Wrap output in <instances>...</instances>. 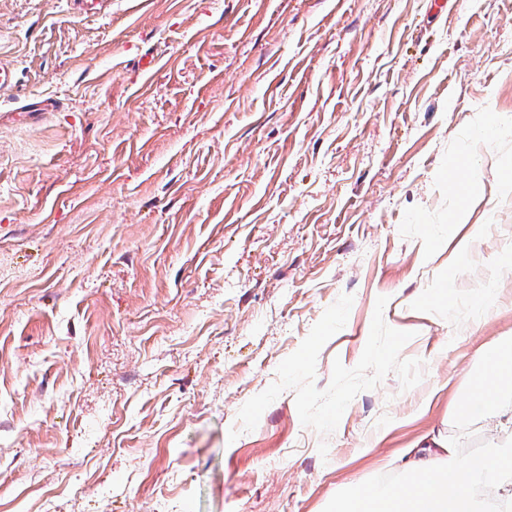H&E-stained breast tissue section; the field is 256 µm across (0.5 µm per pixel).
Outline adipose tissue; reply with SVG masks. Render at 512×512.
Wrapping results in <instances>:
<instances>
[{"label":"adipose tissue","mask_w":512,"mask_h":512,"mask_svg":"<svg viewBox=\"0 0 512 512\" xmlns=\"http://www.w3.org/2000/svg\"><path fill=\"white\" fill-rule=\"evenodd\" d=\"M465 400L450 406L458 430L478 425L492 440L483 456L460 461L458 442L445 433L405 449L402 479L372 477L339 488L329 512H485L476 492L491 485L512 502V338L483 350L464 380Z\"/></svg>","instance_id":"adipose-tissue-1"}]
</instances>
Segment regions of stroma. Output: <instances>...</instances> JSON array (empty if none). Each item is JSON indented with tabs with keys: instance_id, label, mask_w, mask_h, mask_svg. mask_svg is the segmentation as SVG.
Returning a JSON list of instances; mask_svg holds the SVG:
<instances>
[{
	"instance_id": "stroma-1",
	"label": "stroma",
	"mask_w": 512,
	"mask_h": 512,
	"mask_svg": "<svg viewBox=\"0 0 512 512\" xmlns=\"http://www.w3.org/2000/svg\"><path fill=\"white\" fill-rule=\"evenodd\" d=\"M437 2L0 0V512L397 478L512 337V0ZM455 192L459 197V205L454 213L452 220L454 224H465L468 216V203L475 197L483 193V185L479 180H472L465 185L455 188Z\"/></svg>"
}]
</instances>
